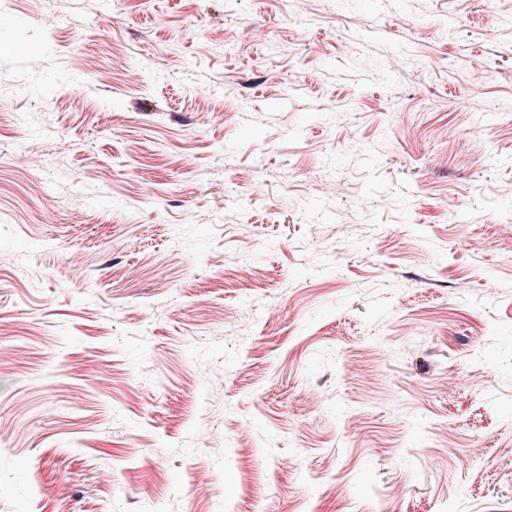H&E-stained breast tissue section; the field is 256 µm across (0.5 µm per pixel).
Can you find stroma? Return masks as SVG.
I'll return each mask as SVG.
<instances>
[{"instance_id": "stroma-1", "label": "stroma", "mask_w": 512, "mask_h": 512, "mask_svg": "<svg viewBox=\"0 0 512 512\" xmlns=\"http://www.w3.org/2000/svg\"><path fill=\"white\" fill-rule=\"evenodd\" d=\"M0 424V512H512V0H0Z\"/></svg>"}]
</instances>
